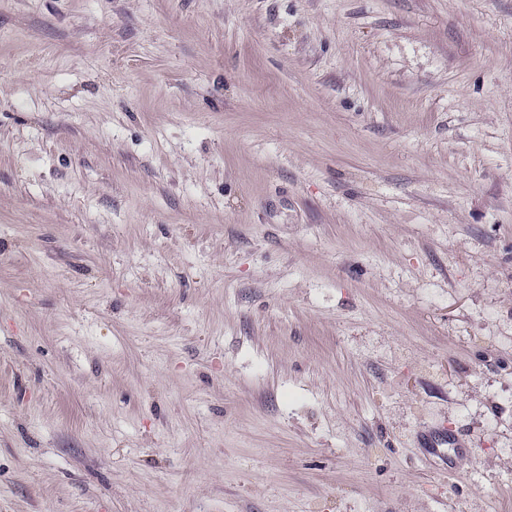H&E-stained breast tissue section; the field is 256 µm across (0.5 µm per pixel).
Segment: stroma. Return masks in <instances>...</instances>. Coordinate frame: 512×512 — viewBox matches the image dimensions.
Masks as SVG:
<instances>
[{
  "mask_svg": "<svg viewBox=\"0 0 512 512\" xmlns=\"http://www.w3.org/2000/svg\"><path fill=\"white\" fill-rule=\"evenodd\" d=\"M0 512H512V0H0Z\"/></svg>",
  "mask_w": 512,
  "mask_h": 512,
  "instance_id": "obj_1",
  "label": "stroma"
}]
</instances>
